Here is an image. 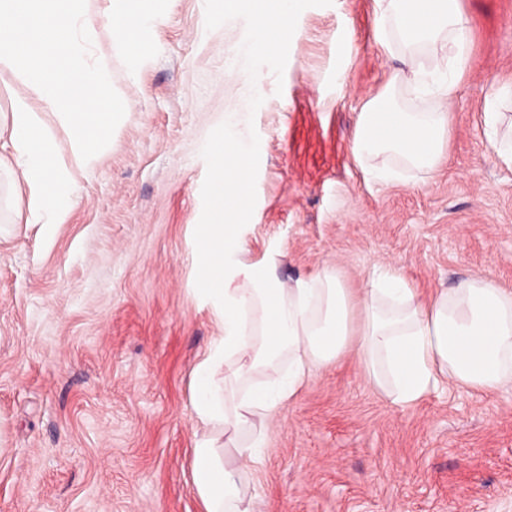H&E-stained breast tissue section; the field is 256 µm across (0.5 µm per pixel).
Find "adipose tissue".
<instances>
[{
  "label": "adipose tissue",
  "instance_id": "adipose-tissue-1",
  "mask_svg": "<svg viewBox=\"0 0 512 512\" xmlns=\"http://www.w3.org/2000/svg\"><path fill=\"white\" fill-rule=\"evenodd\" d=\"M87 0H0V72L25 77L6 117L11 151L0 172L27 199L29 224L54 235L73 206L74 170L91 171L108 145L103 134L128 109L108 72L91 63L98 39ZM115 48L135 57L170 0H106ZM225 0L224 14L247 12L254 29L237 58L263 61L288 42L299 0ZM375 24L385 48L429 47L445 60L441 76L412 68V91L432 88L452 100L467 60L469 21L458 0H376ZM381 102L368 103L352 142L356 161L390 152L415 167L442 156L448 114L391 112L375 130ZM245 115H224L215 158V208L193 255L199 294L212 305L222 334L197 363L193 409L208 435L197 440L192 481L203 512H252L241 494L243 470L263 462L267 431L317 366L353 354L366 377L397 404L415 403L440 383L492 391L512 384V292L488 278H469L422 302L398 271L377 268L365 288L344 285L323 267L290 282L279 271L285 254L271 246L248 257L243 230L251 222L248 174L255 161L244 135ZM287 362L285 375L255 373Z\"/></svg>",
  "mask_w": 512,
  "mask_h": 512
}]
</instances>
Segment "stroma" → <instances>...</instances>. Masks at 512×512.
<instances>
[{
    "instance_id": "obj_1",
    "label": "stroma",
    "mask_w": 512,
    "mask_h": 512,
    "mask_svg": "<svg viewBox=\"0 0 512 512\" xmlns=\"http://www.w3.org/2000/svg\"><path fill=\"white\" fill-rule=\"evenodd\" d=\"M210 2L171 0L133 62L89 0L95 57L128 110L52 238L26 228L0 173V512H200L192 377L220 326L193 248L211 220L209 145L241 101L250 257L278 245L283 278L327 265L350 288L390 265L426 297L475 276L512 291V167L483 121L494 101L512 134V0H459L471 43L443 157L378 156L388 183L351 152L362 108L441 104L394 81L405 56L379 43L375 0H302L284 50L232 68L253 20ZM245 488L256 512H512V386L443 384L402 407L346 355L282 408Z\"/></svg>"
}]
</instances>
